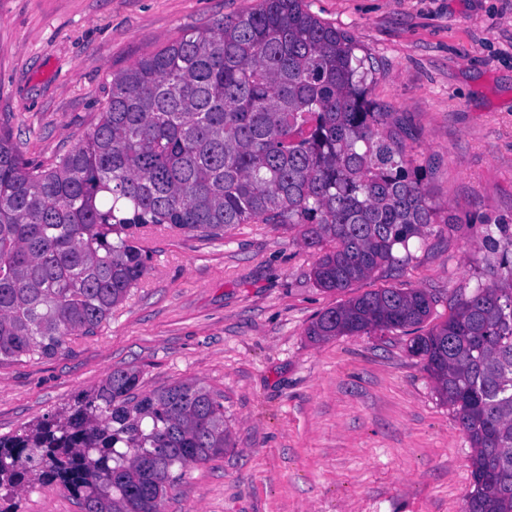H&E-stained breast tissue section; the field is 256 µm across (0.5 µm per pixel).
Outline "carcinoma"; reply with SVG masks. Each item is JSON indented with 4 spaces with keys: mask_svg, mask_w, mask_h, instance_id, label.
<instances>
[{
    "mask_svg": "<svg viewBox=\"0 0 512 512\" xmlns=\"http://www.w3.org/2000/svg\"><path fill=\"white\" fill-rule=\"evenodd\" d=\"M373 74L303 0H261L112 78L94 128L50 167L0 126V360L95 334L148 272V225L210 239L236 224L297 226L325 291L397 266L436 208L368 95ZM482 248L494 256L485 280L409 351L473 450L465 512H512V224L486 225ZM432 309L421 290L381 288L325 310L307 336L411 332ZM139 382L117 368L67 417L0 436V502L41 480L83 512H160L186 468L224 454L229 431L198 384L139 396Z\"/></svg>",
    "mask_w": 512,
    "mask_h": 512,
    "instance_id": "obj_1",
    "label": "carcinoma"
}]
</instances>
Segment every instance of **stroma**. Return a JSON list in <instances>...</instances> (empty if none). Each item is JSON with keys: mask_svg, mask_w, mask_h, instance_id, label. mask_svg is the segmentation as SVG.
<instances>
[{"mask_svg": "<svg viewBox=\"0 0 512 512\" xmlns=\"http://www.w3.org/2000/svg\"><path fill=\"white\" fill-rule=\"evenodd\" d=\"M260 0H0V125L50 166L97 122L112 79L187 30ZM347 31L376 74L371 99L407 132L436 206L412 257L343 292L319 288L295 226L238 224L223 239L152 230L150 269L94 335L0 362V435L98 389L196 382L220 396L230 445L190 465L160 512H464L467 435L398 331L309 339L324 310L380 288L434 298L430 324L469 295L482 225L512 224V0H305ZM15 512H82L34 482Z\"/></svg>", "mask_w": 512, "mask_h": 512, "instance_id": "stroma-1", "label": "stroma"}]
</instances>
